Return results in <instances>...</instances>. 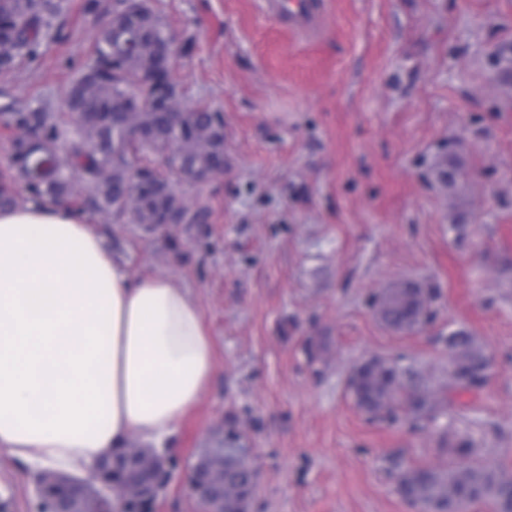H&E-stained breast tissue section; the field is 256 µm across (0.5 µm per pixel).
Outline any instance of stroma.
I'll use <instances>...</instances> for the list:
<instances>
[{"label": "stroma", "mask_w": 512, "mask_h": 512, "mask_svg": "<svg viewBox=\"0 0 512 512\" xmlns=\"http://www.w3.org/2000/svg\"><path fill=\"white\" fill-rule=\"evenodd\" d=\"M309 38L264 0H149L179 43L184 107L224 115L223 176L178 184L209 221L90 224L131 276L160 275L198 305L215 373L167 451L178 462L154 512H201L188 473L235 427L260 479L250 512H413L389 472L448 465L464 436L512 473V82L492 61L512 45V0H322ZM113 0H63L65 39L0 78V105L56 103L86 63ZM455 159L457 185L438 168ZM438 289L433 318L394 332L372 296ZM492 363L464 407L421 431L367 419L348 379L405 356L448 380L450 332ZM32 512L34 473L0 452V500Z\"/></svg>", "instance_id": "obj_1"}]
</instances>
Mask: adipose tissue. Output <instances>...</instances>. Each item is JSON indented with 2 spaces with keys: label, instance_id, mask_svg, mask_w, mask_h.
Returning a JSON list of instances; mask_svg holds the SVG:
<instances>
[{
  "label": "adipose tissue",
  "instance_id": "obj_1",
  "mask_svg": "<svg viewBox=\"0 0 512 512\" xmlns=\"http://www.w3.org/2000/svg\"><path fill=\"white\" fill-rule=\"evenodd\" d=\"M215 372L199 307L168 278L131 277L61 205L0 210V449L72 475L163 447Z\"/></svg>",
  "mask_w": 512,
  "mask_h": 512
}]
</instances>
